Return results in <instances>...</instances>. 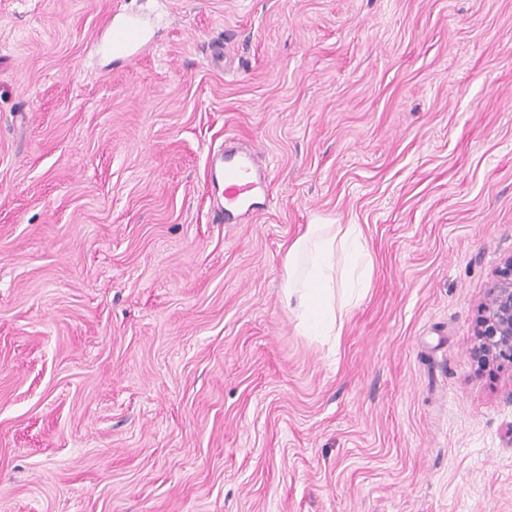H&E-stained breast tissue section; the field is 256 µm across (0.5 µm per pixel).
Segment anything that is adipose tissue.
<instances>
[{
    "label": "adipose tissue",
    "mask_w": 512,
    "mask_h": 512,
    "mask_svg": "<svg viewBox=\"0 0 512 512\" xmlns=\"http://www.w3.org/2000/svg\"><path fill=\"white\" fill-rule=\"evenodd\" d=\"M347 272V297L336 299V269ZM284 298L303 333L342 336L353 305L366 296L373 260L361 225L311 224L289 246Z\"/></svg>",
    "instance_id": "obj_1"
}]
</instances>
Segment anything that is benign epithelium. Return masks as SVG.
Masks as SVG:
<instances>
[{"instance_id": "7a95c632", "label": "benign epithelium", "mask_w": 512, "mask_h": 512, "mask_svg": "<svg viewBox=\"0 0 512 512\" xmlns=\"http://www.w3.org/2000/svg\"><path fill=\"white\" fill-rule=\"evenodd\" d=\"M474 357L512 369V255L505 258L497 282L489 289L476 324Z\"/></svg>"}]
</instances>
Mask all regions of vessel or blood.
<instances>
[{"mask_svg":"<svg viewBox=\"0 0 512 512\" xmlns=\"http://www.w3.org/2000/svg\"><path fill=\"white\" fill-rule=\"evenodd\" d=\"M107 48L112 56L129 57L131 51L144 41L141 25L137 20H109ZM210 172L213 181L223 186L222 201L219 205L225 223L241 219L245 201H257L263 188L265 176L255 154L228 147L210 155Z\"/></svg>","mask_w":512,"mask_h":512,"instance_id":"vessel-or-blood-1","label":"vessel or blood"}]
</instances>
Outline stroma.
Here are the masks:
<instances>
[{"instance_id": "obj_1", "label": "stroma", "mask_w": 512, "mask_h": 512, "mask_svg": "<svg viewBox=\"0 0 512 512\" xmlns=\"http://www.w3.org/2000/svg\"><path fill=\"white\" fill-rule=\"evenodd\" d=\"M310 224L373 257L337 340L283 301ZM511 255L512 0H0V512H512ZM116 14L107 23L106 30L107 49L112 56L126 58L131 56V51L144 42L142 26L134 19L117 21ZM208 158L212 180L218 186L219 183L223 186V200L219 209L224 214V223L239 220L243 212L262 204L257 199L263 189L265 176L255 154L225 147L224 151ZM248 199L249 204L242 206ZM473 355L512 370V255L505 258L497 282L489 289L476 324Z\"/></svg>"}]
</instances>
